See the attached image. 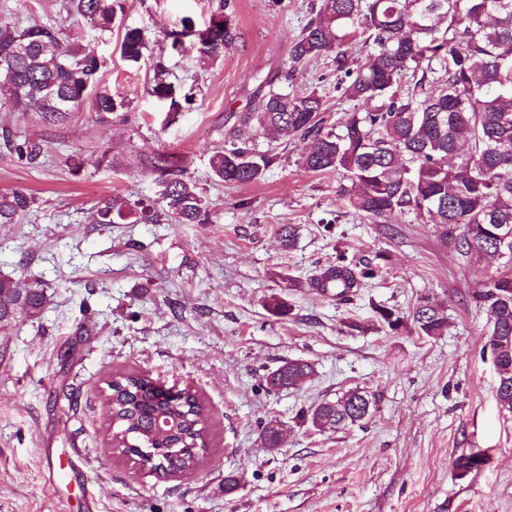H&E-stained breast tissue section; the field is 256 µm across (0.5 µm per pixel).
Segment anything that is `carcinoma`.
<instances>
[{"label":"carcinoma","instance_id":"carcinoma-1","mask_svg":"<svg viewBox=\"0 0 512 512\" xmlns=\"http://www.w3.org/2000/svg\"><path fill=\"white\" fill-rule=\"evenodd\" d=\"M66 12L102 34L112 30L114 0H65ZM176 47L187 37L198 43L202 58L216 60L236 40V28L224 4L208 27L186 21L161 31ZM372 42L365 61L352 70L345 64L346 40ZM150 51L146 29L127 27L120 57L138 67ZM334 54L336 91L346 99L372 104L332 123L325 96L316 87L272 89L254 120L264 138L285 143L311 141L302 167L335 172L350 183L340 194L356 211L372 219L412 214L439 225L443 239L464 254H499L505 271L472 294L487 316L482 354L497 370L496 397L512 412V0H319L316 14L289 51L288 73L308 61ZM104 61L90 48L64 44L52 25L22 30L0 22V104L18 112H38L57 124L90 103L103 115L125 108L102 83ZM152 96L179 112L193 104L154 69ZM17 162L41 163L43 146L18 132H3ZM276 155L232 138L211 159V173L230 185L260 181ZM163 180V212L145 207L139 219L158 221L165 214L177 224H200L208 210L195 182L182 178L166 155L151 162ZM36 198L22 190L0 193V224H14L32 211ZM129 203L116 195L95 207V222L110 224L128 215ZM336 284L350 289L376 275L371 265L356 270L338 259L330 266ZM43 290L20 291L0 277V323L20 309L35 317ZM419 334L439 336L448 328L443 310L424 298L412 312ZM312 372L309 363L290 360L267 379L272 388H294ZM113 449L133 461H153L160 477L192 471L198 461L191 445H206L208 411L190 387L174 393L164 384L134 372H118L109 383ZM368 393L346 391L334 401L311 408L308 418L319 429L337 430L367 418L361 408ZM166 421L165 433L158 430Z\"/></svg>","mask_w":512,"mask_h":512}]
</instances>
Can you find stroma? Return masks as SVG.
I'll return each mask as SVG.
<instances>
[{
	"mask_svg": "<svg viewBox=\"0 0 512 512\" xmlns=\"http://www.w3.org/2000/svg\"><path fill=\"white\" fill-rule=\"evenodd\" d=\"M222 1L238 37L221 59L201 60L188 41L178 52L152 44L136 68L121 60L124 27L154 33L186 18L202 28ZM313 2L121 0L120 28L94 37L62 0H0V22L50 24L65 43L94 49L127 102L105 116L85 105L53 125L0 106V129L44 147L41 164L25 166L0 143V192L37 200L0 224V276L45 295L37 318L0 330V512H512V413L496 399V370L481 356L487 316L471 299L501 261L461 254L425 220L357 212L339 176L302 168L309 143L299 138L279 145L256 183L211 174L229 135L266 149L245 116L268 79L329 87L335 119L361 109L335 92L331 58L286 74ZM157 61L196 92L172 122L149 92ZM161 154L197 184L210 223H93L94 206L117 194L134 211L159 206L148 161ZM283 224L298 228L289 248ZM340 255L376 269L345 301L311 286ZM424 297L446 313L447 333L423 336L410 322ZM277 299L287 315L275 313ZM382 306L404 318L399 330ZM292 359L312 375L268 389L266 375ZM118 371L204 400L208 450L192 475L160 478L113 453L103 390ZM355 388L375 399L363 424L311 425L310 408ZM270 422L282 431L275 449L261 437ZM473 452L485 463L458 476L455 459Z\"/></svg>",
	"mask_w": 512,
	"mask_h": 512,
	"instance_id": "stroma-1",
	"label": "stroma"
}]
</instances>
